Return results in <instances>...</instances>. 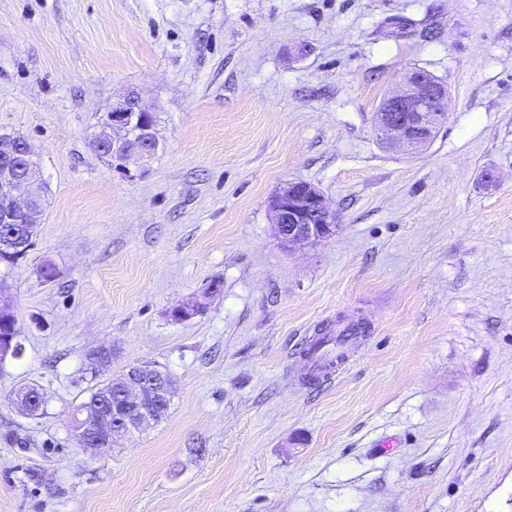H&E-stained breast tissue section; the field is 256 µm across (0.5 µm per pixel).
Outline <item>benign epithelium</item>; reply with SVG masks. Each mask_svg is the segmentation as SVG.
<instances>
[{
    "label": "benign epithelium",
    "mask_w": 512,
    "mask_h": 512,
    "mask_svg": "<svg viewBox=\"0 0 512 512\" xmlns=\"http://www.w3.org/2000/svg\"><path fill=\"white\" fill-rule=\"evenodd\" d=\"M451 98L448 85L426 70L406 71L400 88L383 97L374 113V125L381 144L401 148L410 154L426 150L446 123ZM151 112L137 92L129 91L122 103L104 113L90 142L96 151L112 148V166L130 173L155 155L158 140L154 124L146 121ZM36 158L29 142L15 133L0 132V224L10 225L0 238V253L21 248L26 238L25 225L42 221V197L21 192L40 180V169L26 165ZM269 207L282 245L315 244L333 237L338 230L336 212L327 205L323 193L314 185L293 181L272 195ZM0 318L11 326L0 336V364L19 359L18 320L3 307ZM164 370L143 364L129 366L118 380L100 385L101 397L95 409L75 414L72 430L85 450L94 453L112 448L120 441L145 429L161 417L169 400ZM13 403L19 413L35 415L42 407L41 393L31 385L14 392Z\"/></svg>",
    "instance_id": "obj_1"
}]
</instances>
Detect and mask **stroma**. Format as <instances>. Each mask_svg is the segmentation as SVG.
Here are the masks:
<instances>
[{
  "instance_id": "1",
  "label": "stroma",
  "mask_w": 512,
  "mask_h": 512,
  "mask_svg": "<svg viewBox=\"0 0 512 512\" xmlns=\"http://www.w3.org/2000/svg\"><path fill=\"white\" fill-rule=\"evenodd\" d=\"M415 67L452 103L412 157L373 115ZM130 89L160 145L129 177L88 141ZM0 130L45 192L0 263V512H512V0H0ZM292 181L334 237L281 245ZM340 320L349 363L307 379ZM137 363L175 380L166 418L84 452L76 405ZM0 318H4L11 326L9 334L0 336V364L9 359H19L23 355V346L19 341L18 320L13 312L7 308L0 309ZM13 403L19 413L35 415L42 407L41 393L35 386L27 385L14 392Z\"/></svg>"
}]
</instances>
